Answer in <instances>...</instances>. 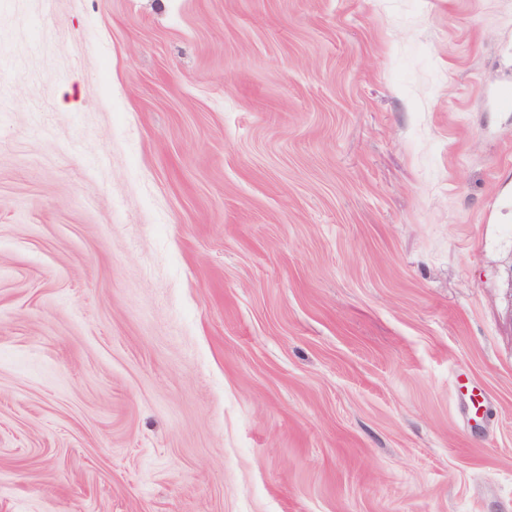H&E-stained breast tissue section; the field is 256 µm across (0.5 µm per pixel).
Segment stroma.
<instances>
[{
	"instance_id": "1",
	"label": "stroma",
	"mask_w": 512,
	"mask_h": 512,
	"mask_svg": "<svg viewBox=\"0 0 512 512\" xmlns=\"http://www.w3.org/2000/svg\"><path fill=\"white\" fill-rule=\"evenodd\" d=\"M0 512H512V0H0Z\"/></svg>"
}]
</instances>
